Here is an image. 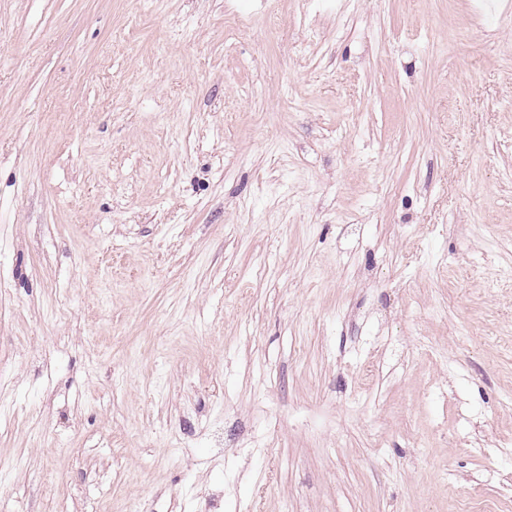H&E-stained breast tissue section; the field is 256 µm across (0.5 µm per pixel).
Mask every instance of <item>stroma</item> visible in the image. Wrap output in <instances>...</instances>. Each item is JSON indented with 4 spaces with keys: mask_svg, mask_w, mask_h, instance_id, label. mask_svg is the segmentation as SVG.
I'll return each mask as SVG.
<instances>
[{
    "mask_svg": "<svg viewBox=\"0 0 512 512\" xmlns=\"http://www.w3.org/2000/svg\"><path fill=\"white\" fill-rule=\"evenodd\" d=\"M512 0H0V512H512Z\"/></svg>",
    "mask_w": 512,
    "mask_h": 512,
    "instance_id": "stroma-1",
    "label": "stroma"
}]
</instances>
